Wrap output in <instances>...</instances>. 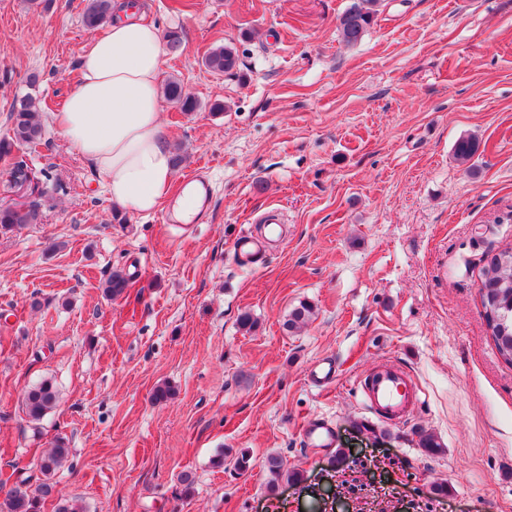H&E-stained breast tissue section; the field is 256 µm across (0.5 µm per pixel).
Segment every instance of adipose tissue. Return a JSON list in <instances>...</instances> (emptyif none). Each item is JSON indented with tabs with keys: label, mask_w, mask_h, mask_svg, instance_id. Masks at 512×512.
<instances>
[{
	"label": "adipose tissue",
	"mask_w": 512,
	"mask_h": 512,
	"mask_svg": "<svg viewBox=\"0 0 512 512\" xmlns=\"http://www.w3.org/2000/svg\"><path fill=\"white\" fill-rule=\"evenodd\" d=\"M140 9L139 0H114L113 22L90 39L78 87L51 120L116 206L149 214L168 200L174 171L159 87L163 42Z\"/></svg>",
	"instance_id": "obj_1"
}]
</instances>
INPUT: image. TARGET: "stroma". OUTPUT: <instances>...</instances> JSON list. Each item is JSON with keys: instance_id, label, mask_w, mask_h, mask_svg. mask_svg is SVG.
I'll use <instances>...</instances> for the list:
<instances>
[{"instance_id": "35a3bbf8", "label": "stroma", "mask_w": 512, "mask_h": 512, "mask_svg": "<svg viewBox=\"0 0 512 512\" xmlns=\"http://www.w3.org/2000/svg\"><path fill=\"white\" fill-rule=\"evenodd\" d=\"M141 2L183 32L161 76L201 107L163 104L164 133L186 154L176 186L205 170L212 210L188 225L168 223L173 198L116 210L50 123L14 150L46 195L42 223L0 232V499L23 474L51 486L40 512H512V365L479 295L483 258L512 246V0H379L352 47L338 26L354 0ZM85 6L0 0V136L28 72L44 109L75 89ZM219 46L236 70L203 66ZM272 213L285 240L240 259L236 239ZM114 271L129 286L112 300ZM303 302L312 318L287 330ZM385 363L418 388L392 425L360 392ZM44 378L61 400L34 424L23 397ZM315 419L330 447L308 440ZM59 437L69 459L43 478ZM271 454L298 482H272Z\"/></svg>"}]
</instances>
